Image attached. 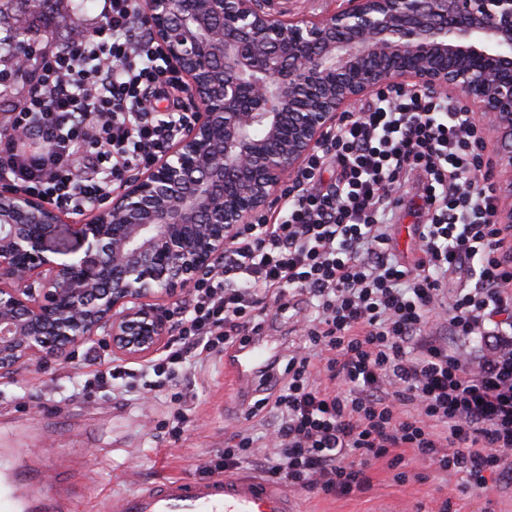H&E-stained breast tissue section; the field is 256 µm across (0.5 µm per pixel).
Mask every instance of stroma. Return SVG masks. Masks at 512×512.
<instances>
[{
  "label": "stroma",
  "mask_w": 512,
  "mask_h": 512,
  "mask_svg": "<svg viewBox=\"0 0 512 512\" xmlns=\"http://www.w3.org/2000/svg\"><path fill=\"white\" fill-rule=\"evenodd\" d=\"M262 331L283 358L302 344L285 311H271ZM117 362L111 349L92 341L71 349L68 359L47 358L0 378V449L20 445L39 457L50 487L73 481L78 512H108L121 495L168 479H206L202 464L235 432L265 433L262 417L239 410L223 359L204 361L157 395L92 386L95 373ZM180 409L188 420L175 435L173 415ZM406 472L396 480L381 460L369 469L365 492L336 497L298 489L294 495L299 512H440L448 497L455 512H512V452L501 476L483 489L467 486L461 473L411 465Z\"/></svg>",
  "instance_id": "obj_1"
}]
</instances>
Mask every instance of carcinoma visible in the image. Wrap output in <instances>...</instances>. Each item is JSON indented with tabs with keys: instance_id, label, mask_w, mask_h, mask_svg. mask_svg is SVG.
<instances>
[{
	"instance_id": "1",
	"label": "carcinoma",
	"mask_w": 512,
	"mask_h": 512,
	"mask_svg": "<svg viewBox=\"0 0 512 512\" xmlns=\"http://www.w3.org/2000/svg\"><path fill=\"white\" fill-rule=\"evenodd\" d=\"M72 0H0V26L6 25L13 33V44L34 42L43 29L55 18L65 14Z\"/></svg>"
}]
</instances>
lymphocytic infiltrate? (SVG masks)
<instances>
[{
  "label": "lymphocytic infiltrate",
  "mask_w": 512,
  "mask_h": 512,
  "mask_svg": "<svg viewBox=\"0 0 512 512\" xmlns=\"http://www.w3.org/2000/svg\"><path fill=\"white\" fill-rule=\"evenodd\" d=\"M101 20L59 41L21 79L0 114V180L79 214L167 152L193 123L154 96L184 92L160 62L140 0H102ZM482 128L447 96L387 86L307 157L274 220L243 225L216 271L172 311L162 357L115 367L172 387L174 368L223 354L261 330L269 304L293 309L308 350L273 362L257 400L277 422L257 465L267 479L349 495L376 461H414L477 486L512 450V238L492 215ZM336 179L323 180L326 170ZM422 186L413 258L393 245L399 191ZM468 287L448 294L452 272ZM489 338L479 362L461 350Z\"/></svg>",
  "instance_id": "1"
}]
</instances>
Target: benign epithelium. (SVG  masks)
<instances>
[{
  "mask_svg": "<svg viewBox=\"0 0 512 512\" xmlns=\"http://www.w3.org/2000/svg\"><path fill=\"white\" fill-rule=\"evenodd\" d=\"M141 19L196 117L108 207L72 225L0 189V376L101 337L128 360L162 348L170 306L282 196L341 119L389 84L445 93L496 146V224L512 225V0H345L281 19L262 0H146Z\"/></svg>",
  "mask_w": 512,
  "mask_h": 512,
  "instance_id": "benign-epithelium-1",
  "label": "benign epithelium"
}]
</instances>
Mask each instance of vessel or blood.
<instances>
[{"mask_svg": "<svg viewBox=\"0 0 512 512\" xmlns=\"http://www.w3.org/2000/svg\"><path fill=\"white\" fill-rule=\"evenodd\" d=\"M272 348L254 334L240 348L230 350L224 365L238 386L271 358ZM0 482V512H73L60 494H48L40 460L5 468ZM115 512H297L286 487L253 477L167 481L128 494L114 504Z\"/></svg>", "mask_w": 512, "mask_h": 512, "instance_id": "1", "label": "vessel or blood"}]
</instances>
